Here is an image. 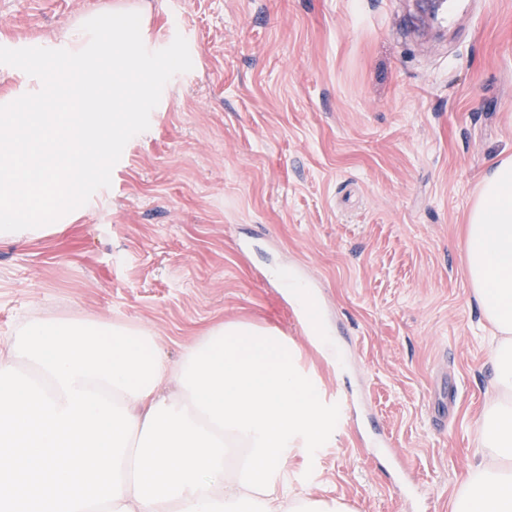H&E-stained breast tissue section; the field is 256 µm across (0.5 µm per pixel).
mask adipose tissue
<instances>
[{
  "label": "adipose tissue",
  "instance_id": "adipose-tissue-1",
  "mask_svg": "<svg viewBox=\"0 0 512 512\" xmlns=\"http://www.w3.org/2000/svg\"><path fill=\"white\" fill-rule=\"evenodd\" d=\"M471 295L490 331L493 379L477 420L481 461L449 512H512V155L484 173L465 225Z\"/></svg>",
  "mask_w": 512,
  "mask_h": 512
}]
</instances>
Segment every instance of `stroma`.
<instances>
[{
  "label": "stroma",
  "instance_id": "1",
  "mask_svg": "<svg viewBox=\"0 0 512 512\" xmlns=\"http://www.w3.org/2000/svg\"><path fill=\"white\" fill-rule=\"evenodd\" d=\"M135 11L148 50L188 43L73 224L0 243V340L33 319L141 326L171 361L220 322L274 326L326 403L352 393L294 490L411 512L371 448L383 428L448 512L492 377L461 226L512 153V0H0V46L63 48L92 14ZM310 283L339 353L300 334L280 276Z\"/></svg>",
  "mask_w": 512,
  "mask_h": 512
}]
</instances>
